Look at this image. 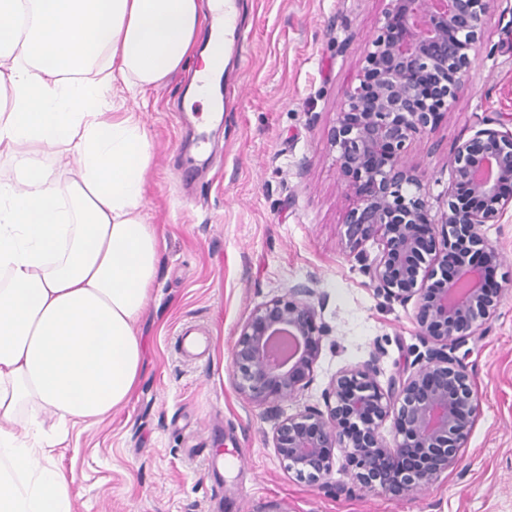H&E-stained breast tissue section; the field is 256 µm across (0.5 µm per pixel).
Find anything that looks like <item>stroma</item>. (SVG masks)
<instances>
[{"mask_svg": "<svg viewBox=\"0 0 512 512\" xmlns=\"http://www.w3.org/2000/svg\"><path fill=\"white\" fill-rule=\"evenodd\" d=\"M388 3L240 0L244 57L225 70L236 103L188 101L183 72L124 101L153 138L145 213L162 264L137 325L142 374L127 403L92 426L41 416L46 460L72 477L75 512H512V209L482 228L506 286L495 317L458 351L476 406L458 466L414 495H348L335 490L355 472L344 453L314 485L273 442L281 420L324 408L339 371L373 358L385 386L422 346L417 303L387 299L344 249L353 194L327 140ZM470 78L405 154L436 211L457 144L489 125L512 130V0H495ZM297 284L323 298L313 380L294 400L254 406L234 385V344L256 306ZM190 326L207 334L194 357L178 342Z\"/></svg>", "mask_w": 512, "mask_h": 512, "instance_id": "35a3bbf8", "label": "stroma"}]
</instances>
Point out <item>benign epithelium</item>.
<instances>
[{
  "label": "benign epithelium",
  "mask_w": 512,
  "mask_h": 512,
  "mask_svg": "<svg viewBox=\"0 0 512 512\" xmlns=\"http://www.w3.org/2000/svg\"><path fill=\"white\" fill-rule=\"evenodd\" d=\"M494 2L389 0L386 17L401 18L399 34L388 40L383 32L365 48L359 85L347 93L328 131L357 197L345 220L346 247L377 291L403 303L417 300L425 351L385 389L371 362L339 372L326 392L327 412L308 407L278 425L274 447L288 469L310 482L332 471L338 448L348 449L355 462L353 486L359 490L375 487L368 473L380 460L393 474L415 452L426 465L405 483L381 489L418 493L456 463L473 426L472 388L454 351L495 312L484 266H500L502 255L484 241L481 227L497 223L512 207V192L501 191L512 180V131L484 128L456 147L447 209L437 217L421 197V174L404 163L403 154L469 89V51ZM461 183L483 201L480 207L464 206ZM370 239L381 245L373 259L359 249ZM461 239L478 248L484 263L459 253L453 279L438 278ZM314 296L312 288L294 285L254 309L242 326L232 352L233 377L252 403L292 400L311 382L324 333ZM394 411L397 441L391 447L378 429Z\"/></svg>",
  "instance_id": "obj_1"
}]
</instances>
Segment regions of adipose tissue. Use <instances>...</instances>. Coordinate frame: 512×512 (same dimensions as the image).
Here are the masks:
<instances>
[{"label":"adipose tissue","mask_w":512,"mask_h":512,"mask_svg":"<svg viewBox=\"0 0 512 512\" xmlns=\"http://www.w3.org/2000/svg\"><path fill=\"white\" fill-rule=\"evenodd\" d=\"M221 0H0V512H73L30 430L91 424L135 390L137 324L162 261L143 214L152 137L115 98L165 84L224 45L194 46ZM73 156L59 177L37 154Z\"/></svg>","instance_id":"1"}]
</instances>
